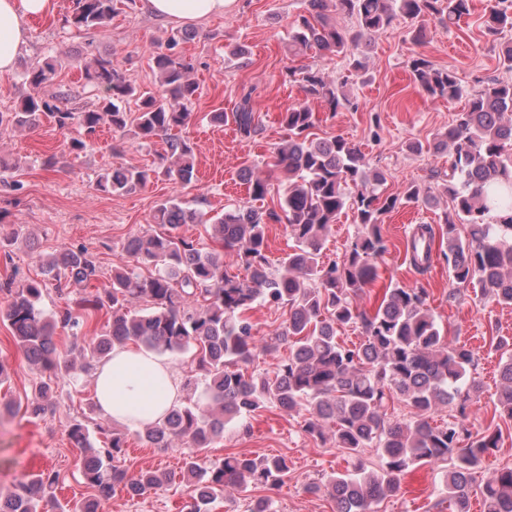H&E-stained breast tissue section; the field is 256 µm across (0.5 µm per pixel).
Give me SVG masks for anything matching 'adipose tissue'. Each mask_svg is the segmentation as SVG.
Segmentation results:
<instances>
[{
	"instance_id": "ef3b65f1",
	"label": "adipose tissue",
	"mask_w": 512,
	"mask_h": 512,
	"mask_svg": "<svg viewBox=\"0 0 512 512\" xmlns=\"http://www.w3.org/2000/svg\"><path fill=\"white\" fill-rule=\"evenodd\" d=\"M236 0H145L147 11L167 20L198 24L230 13ZM54 0H0V73L12 71L30 19L49 14ZM101 411L136 429L157 422L182 399L179 380L164 361L129 346L113 350L93 382Z\"/></svg>"
}]
</instances>
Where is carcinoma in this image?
I'll use <instances>...</instances> for the list:
<instances>
[{
	"label": "carcinoma",
	"mask_w": 512,
	"mask_h": 512,
	"mask_svg": "<svg viewBox=\"0 0 512 512\" xmlns=\"http://www.w3.org/2000/svg\"><path fill=\"white\" fill-rule=\"evenodd\" d=\"M288 32V55L301 57L313 51L323 57L344 54L355 73L366 69V59L356 56L370 35L386 30L400 14L412 20L434 18L456 23L471 15L472 0H305ZM118 0H75L66 22L78 31L98 32L112 21ZM340 11L355 19L356 29L346 30L331 22ZM512 28V4L497 0L483 21L487 34ZM179 40L168 38L166 48L153 55L161 90L144 94L132 80L99 54L84 66L85 80L102 93L98 107L79 110L68 106L70 93L43 97L40 90L56 74V61L47 57L31 64L26 72L30 93L18 110L0 112V128L34 129L46 118L60 129L73 126L86 135L107 123L123 134L134 127L139 144L155 138L165 141L164 173L174 183L188 187L197 180L196 154L183 134L193 121L189 105L199 95L190 77V65L176 51ZM409 70L422 91L434 99L452 102L463 95L456 74L435 67L416 56ZM289 80L300 82L306 94L330 112L356 107L336 81L313 66L287 68ZM136 105V111L127 105ZM512 81L493 80L469 96L468 105L456 114L448 131L412 149L439 153L449 151L446 174L452 204L442 236L448 241V270L457 288L479 287L481 294L501 305L512 306ZM233 119L239 135L250 139L260 132L252 91L238 102ZM288 141L277 147L265 163L266 171L245 169L249 201L231 204L224 213L210 215L192 208L180 196L159 203L152 222L167 227L156 235L129 238L125 250L133 262L152 268L144 276L132 268L112 270L110 287L83 298L78 310L52 315L39 307L45 282L30 280L9 290L10 300L0 309L18 348L40 371L70 372L71 363L58 351V328L77 329L87 311L107 309L106 330L95 338L93 362L107 359L112 349L134 343L158 355L193 352L198 370L204 373L202 397L209 409L191 399L172 407L165 417L148 424L135 436L143 444L170 448L177 440H189L207 448L224 437V430L246 421L259 409L305 410V430L319 436L332 424L337 447L359 456L377 448L381 467L367 470L363 463L353 470L332 472L307 487L313 494L329 497L336 512H377L375 506L396 495L404 472L417 464L445 462V492L449 512H470L473 496L480 497L483 512H512V467L476 484L486 456L499 447L500 430L472 434L464 424L470 402L482 393L481 382L471 374L475 352L452 345L428 308L424 293L398 284L384 288L376 310L366 314L353 299L379 278L377 260L388 252L381 233V216L397 205L420 201L410 188L401 198L385 196L386 173L369 167L364 155L341 137L312 139L318 121L306 103L280 113ZM278 174L277 207H265L271 174ZM150 170L118 165L101 174L95 189L124 195L150 182ZM353 210L357 233L338 261L322 259L324 239L345 209ZM184 224H209L221 250H204L181 235ZM284 224L293 240L288 256L272 268L268 256L267 225ZM469 228L461 238L458 225ZM434 241L433 229L419 226L407 246L410 262L425 269L430 258H421L418 243ZM237 254L249 271L241 279L224 270V251ZM45 272L64 288L88 287L100 267L88 250L65 248L45 263ZM149 307L136 311L132 300ZM288 307V322L276 336L258 346L248 312L257 307ZM361 324L359 344L347 347L336 340V328ZM288 344V358L272 372L255 373L248 366L258 351L272 352ZM497 406L500 416L512 420V354L500 365ZM414 410L408 421L391 420L385 411L393 398ZM53 387L42 383L35 399L27 402L37 416L52 405ZM455 405L457 415L443 425L430 422L441 406ZM68 437L79 452L82 473L95 495L62 504L56 496L60 474L48 471L18 483L0 495V512H96L101 498L121 487L127 492L162 490L174 476L160 470L129 472L114 464L125 448V434L114 432L100 440L82 423H73ZM290 467L284 456L228 455L204 465L197 457L185 458L181 479L189 487L184 512H213L228 487L249 485L274 490L286 479Z\"/></svg>",
	"instance_id": "1"
}]
</instances>
